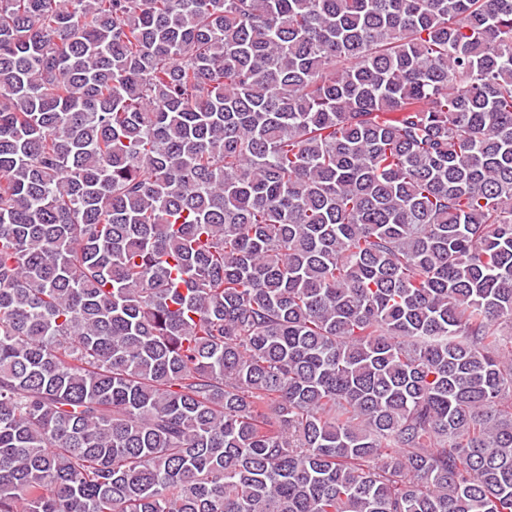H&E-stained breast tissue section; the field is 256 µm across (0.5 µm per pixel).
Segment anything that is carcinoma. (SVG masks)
Wrapping results in <instances>:
<instances>
[{
	"instance_id": "obj_1",
	"label": "carcinoma",
	"mask_w": 512,
	"mask_h": 512,
	"mask_svg": "<svg viewBox=\"0 0 512 512\" xmlns=\"http://www.w3.org/2000/svg\"><path fill=\"white\" fill-rule=\"evenodd\" d=\"M512 0H0V512H512Z\"/></svg>"
}]
</instances>
